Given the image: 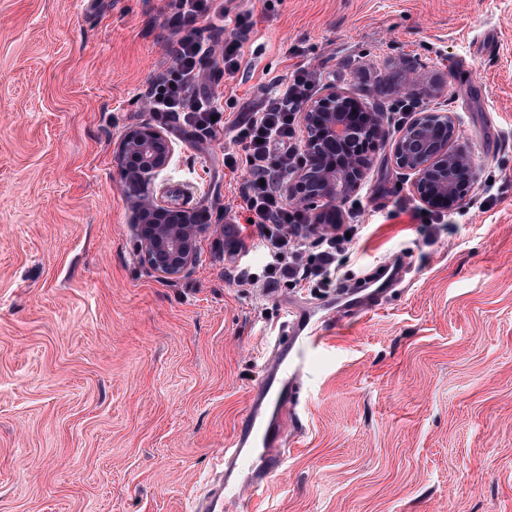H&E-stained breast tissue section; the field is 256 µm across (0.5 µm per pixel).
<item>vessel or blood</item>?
Listing matches in <instances>:
<instances>
[{"instance_id":"obj_1","label":"vessel or blood","mask_w":512,"mask_h":512,"mask_svg":"<svg viewBox=\"0 0 512 512\" xmlns=\"http://www.w3.org/2000/svg\"><path fill=\"white\" fill-rule=\"evenodd\" d=\"M339 296L344 311L352 319L382 310L386 305L381 291L366 293L348 288L340 290ZM292 315L287 325L288 341L271 347V361L252 390L232 442L225 448L194 512H250L242 489L261 496L271 473L283 467L291 451L288 433L298 420L301 381L312 373L318 355L327 351L328 338L322 326L335 318L329 305L319 313L296 309Z\"/></svg>"}]
</instances>
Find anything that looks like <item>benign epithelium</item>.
I'll return each instance as SVG.
<instances>
[{"label":"benign epithelium","instance_id":"benign-epithelium-1","mask_svg":"<svg viewBox=\"0 0 512 512\" xmlns=\"http://www.w3.org/2000/svg\"><path fill=\"white\" fill-rule=\"evenodd\" d=\"M301 116L305 160L284 190L291 203L311 213L303 233L316 237L338 220L335 202L364 183L367 152L382 137V121L363 93L334 87L307 102ZM173 152V142L149 123L129 130L120 145L125 192L143 258L168 279L188 273L196 261L197 238L208 229L181 202L180 191L156 190L158 173ZM392 159L412 175L414 192L430 208L460 204L477 183L473 153L459 142L455 118L448 112L418 113L395 140Z\"/></svg>","mask_w":512,"mask_h":512}]
</instances>
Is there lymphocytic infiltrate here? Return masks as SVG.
I'll list each match as a JSON object with an SVG mask.
<instances>
[{
    "instance_id": "obj_1",
    "label": "lymphocytic infiltrate",
    "mask_w": 512,
    "mask_h": 512,
    "mask_svg": "<svg viewBox=\"0 0 512 512\" xmlns=\"http://www.w3.org/2000/svg\"><path fill=\"white\" fill-rule=\"evenodd\" d=\"M170 8L181 21L179 37L172 48V61L163 77L144 97L149 112L182 113L186 124L206 134L229 129L240 153L226 154L224 165L234 170L246 166L249 177L240 191L239 208L244 218L237 225V252L249 256L261 249L266 263L261 273L240 268V285L267 284L285 280L311 292L336 284L340 256L356 233V208H348L349 223L332 225L322 236L310 240L301 235L310 220L306 210L292 205L280 186L301 166L304 154L299 140L297 115L313 95L316 72L297 68L284 89L263 108L247 118L225 119L218 97L197 94L207 79L235 74L240 68L242 48L250 24L236 20L225 30L224 20L232 10L230 0H170ZM210 71H203V62ZM261 228V241L246 231V222Z\"/></svg>"
}]
</instances>
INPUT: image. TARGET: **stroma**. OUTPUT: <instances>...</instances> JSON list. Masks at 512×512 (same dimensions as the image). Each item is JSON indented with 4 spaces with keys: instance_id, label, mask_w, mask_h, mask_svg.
I'll use <instances>...</instances> for the list:
<instances>
[{
    "instance_id": "stroma-1",
    "label": "stroma",
    "mask_w": 512,
    "mask_h": 512,
    "mask_svg": "<svg viewBox=\"0 0 512 512\" xmlns=\"http://www.w3.org/2000/svg\"><path fill=\"white\" fill-rule=\"evenodd\" d=\"M253 27L210 89L241 115L292 72L385 111L421 75L479 179L448 223L412 217L411 176L371 153L337 287L400 259L385 309L325 325L302 432L258 512H512V0H235ZM178 37L166 0H0V512H192L283 335L320 296L235 281L246 168L228 131L147 112ZM175 144L157 190L210 229L191 272L141 259L117 153Z\"/></svg>"
}]
</instances>
